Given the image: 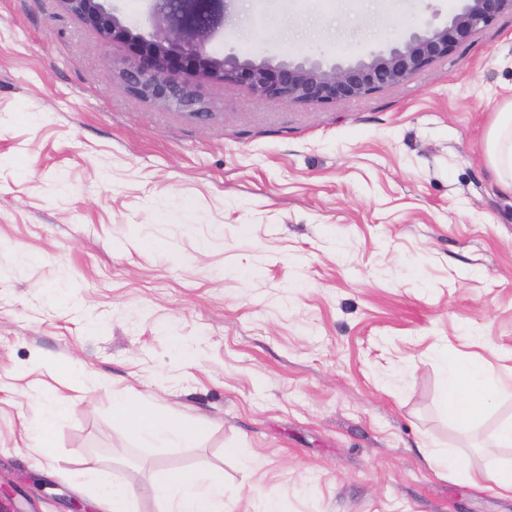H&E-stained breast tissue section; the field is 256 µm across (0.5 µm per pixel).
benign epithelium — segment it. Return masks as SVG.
<instances>
[{
    "mask_svg": "<svg viewBox=\"0 0 512 512\" xmlns=\"http://www.w3.org/2000/svg\"><path fill=\"white\" fill-rule=\"evenodd\" d=\"M104 43H126L136 56L119 70L126 89L164 108L190 116L209 114L207 102L190 80L243 83L261 100L308 105L363 97L403 83L427 66L452 55L457 47L512 12V0H463L447 25L424 22L409 37L386 50L348 64L310 60H274L230 53L216 57L207 44L224 26L228 0H154L169 31L146 39L107 11L103 0H58Z\"/></svg>",
    "mask_w": 512,
    "mask_h": 512,
    "instance_id": "benign-epithelium-1",
    "label": "benign epithelium"
}]
</instances>
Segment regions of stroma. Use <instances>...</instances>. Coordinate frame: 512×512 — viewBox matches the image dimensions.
Wrapping results in <instances>:
<instances>
[{"label":"stroma","mask_w":512,"mask_h":512,"mask_svg":"<svg viewBox=\"0 0 512 512\" xmlns=\"http://www.w3.org/2000/svg\"><path fill=\"white\" fill-rule=\"evenodd\" d=\"M460 0H230L229 52L351 62ZM144 35L151 0H112ZM57 0H0V484L72 512L88 468L159 512V467L224 475L231 512H512L445 476L512 416L444 413V357L512 378V196L487 165L512 97V14L410 80L326 105L205 84L201 122L129 93ZM200 421L148 445L113 392ZM67 399L50 454L26 427Z\"/></svg>","instance_id":"obj_1"}]
</instances>
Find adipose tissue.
Masks as SVG:
<instances>
[{"mask_svg":"<svg viewBox=\"0 0 512 512\" xmlns=\"http://www.w3.org/2000/svg\"><path fill=\"white\" fill-rule=\"evenodd\" d=\"M486 153L497 188L512 194V99L504 102L496 114L488 132ZM445 373L443 405L457 422L478 418L504 393L485 365L451 359L445 363ZM111 405L113 415L126 431L146 443L194 447L207 432L202 424L176 417L167 410L143 407L128 394H113ZM434 465L459 475L473 487L512 496V466L476 469L460 454L435 459ZM88 485L93 512H132L133 492L111 473L92 470ZM150 489L162 512H224V477L206 467L155 470Z\"/></svg>","mask_w":512,"mask_h":512,"instance_id":"obj_1","label":"adipose tissue"}]
</instances>
